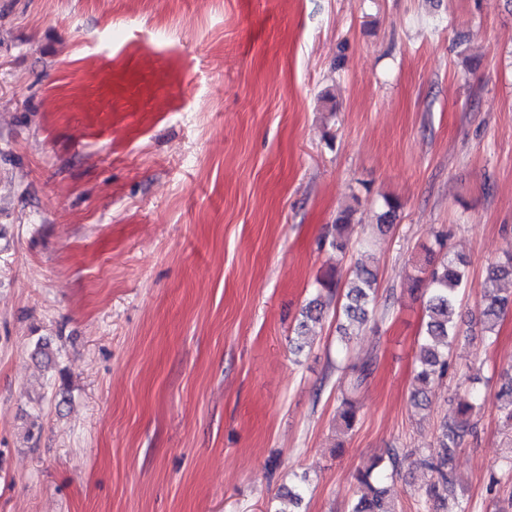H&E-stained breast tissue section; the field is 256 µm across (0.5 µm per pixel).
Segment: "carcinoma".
Masks as SVG:
<instances>
[{
	"label": "carcinoma",
	"instance_id": "cac0c4a2",
	"mask_svg": "<svg viewBox=\"0 0 512 512\" xmlns=\"http://www.w3.org/2000/svg\"><path fill=\"white\" fill-rule=\"evenodd\" d=\"M353 210L346 209L336 218V234L329 246L339 252L347 249L345 230L352 222ZM447 235L439 233L435 237V246L426 248L429 254L427 265L418 270L414 278L416 287L427 290L425 305V323L419 343L417 369L414 379L418 384L413 400L419 404L427 399L428 391L439 384L448 374V354L460 336L458 329L457 305L460 292L472 287L468 263L460 256H452L446 251ZM509 280L512 284V256L491 266L485 282L481 285L483 309L480 322L487 337H492L498 322L512 311V287L504 290L498 282ZM321 291L312 298L302 310L303 321L322 320L331 305L339 306L337 332L340 340L348 336V327L355 323H365L376 313L377 277L364 265H357L344 284L345 291H335L337 284L330 279L320 281ZM374 358L367 357L355 369L353 388L363 387L374 372ZM476 390L470 388L459 397L454 409V417L441 426L437 454L422 453L419 456L421 467L431 473V480L422 490L427 499L441 503L443 512H465L455 489L452 471L448 468V454L458 447L464 436L473 430L472 418L475 411ZM499 410L504 423L512 429V371L504 372V382L498 391ZM358 419V410L354 403L344 398L336 411L339 428L350 430ZM383 459L371 461L365 468L358 470L357 483L360 496L352 503L350 512H396L395 505L385 500L384 491L375 486L374 470Z\"/></svg>",
	"mask_w": 512,
	"mask_h": 512
}]
</instances>
